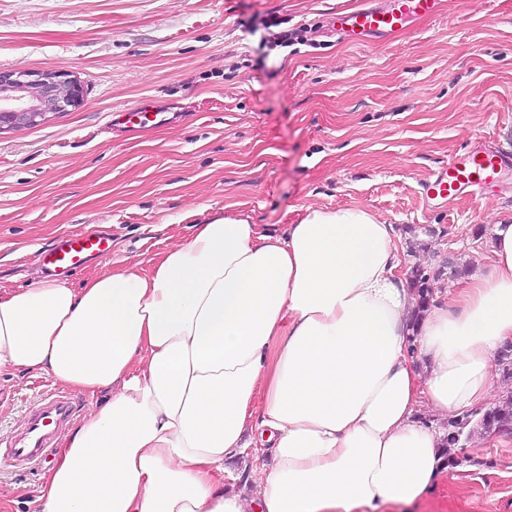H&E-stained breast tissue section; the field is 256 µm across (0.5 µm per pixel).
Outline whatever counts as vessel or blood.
Segmentation results:
<instances>
[{"instance_id": "vessel-or-blood-1", "label": "vessel or blood", "mask_w": 512, "mask_h": 512, "mask_svg": "<svg viewBox=\"0 0 512 512\" xmlns=\"http://www.w3.org/2000/svg\"><path fill=\"white\" fill-rule=\"evenodd\" d=\"M440 5L441 0H391L384 8L363 6L344 12L337 23L351 41L385 43L403 33L411 21L436 16ZM508 164L496 152L469 151L437 174L428 190L452 202L498 182ZM108 253L106 236L87 232L66 237L48 249L46 256L49 265L66 273L81 267L88 257ZM84 405L82 398L59 388L44 393L9 435L0 439V467L23 472L55 459L64 431Z\"/></svg>"}]
</instances>
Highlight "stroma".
Wrapping results in <instances>:
<instances>
[{
  "label": "stroma",
  "instance_id": "35a3bbf8",
  "mask_svg": "<svg viewBox=\"0 0 512 512\" xmlns=\"http://www.w3.org/2000/svg\"><path fill=\"white\" fill-rule=\"evenodd\" d=\"M364 0H0V69L65 67L81 106L0 134V291L43 278L41 253L103 230L104 258L65 277L148 267L193 227L247 215L273 231L308 210L362 206L399 233L432 227L403 269L454 263L438 288L488 264L492 226L512 219V171L480 203L423 190L471 148L512 154V0H451L390 44H356L338 13ZM307 28L283 47L278 31ZM174 113L136 130L112 112ZM56 379L0 371V434ZM448 471L382 512H512V430L463 434ZM50 468L0 471V512H36Z\"/></svg>",
  "mask_w": 512,
  "mask_h": 512
}]
</instances>
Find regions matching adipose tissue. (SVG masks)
Segmentation results:
<instances>
[{"label": "adipose tissue", "instance_id": "ef3b65f1", "mask_svg": "<svg viewBox=\"0 0 512 512\" xmlns=\"http://www.w3.org/2000/svg\"><path fill=\"white\" fill-rule=\"evenodd\" d=\"M394 225L314 209L285 231L198 224L149 268L0 294V370L107 403L84 416L37 512H381L449 469L450 420L497 397L512 343V223L492 262L419 309ZM249 459L252 489H225Z\"/></svg>", "mask_w": 512, "mask_h": 512}]
</instances>
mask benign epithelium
<instances>
[{"label": "benign epithelium", "mask_w": 512, "mask_h": 512, "mask_svg": "<svg viewBox=\"0 0 512 512\" xmlns=\"http://www.w3.org/2000/svg\"><path fill=\"white\" fill-rule=\"evenodd\" d=\"M84 89L69 70L0 69V134L40 126L77 108Z\"/></svg>", "instance_id": "benign-epithelium-1"}]
</instances>
